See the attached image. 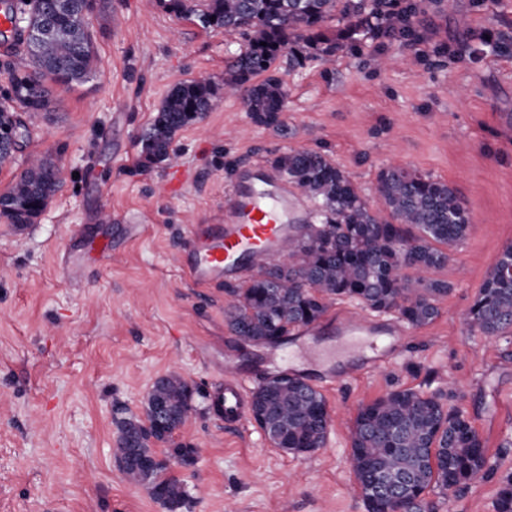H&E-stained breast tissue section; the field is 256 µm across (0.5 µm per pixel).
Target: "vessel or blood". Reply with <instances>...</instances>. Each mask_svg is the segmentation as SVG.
<instances>
[{
    "instance_id": "vessel-or-blood-1",
    "label": "vessel or blood",
    "mask_w": 512,
    "mask_h": 512,
    "mask_svg": "<svg viewBox=\"0 0 512 512\" xmlns=\"http://www.w3.org/2000/svg\"><path fill=\"white\" fill-rule=\"evenodd\" d=\"M306 212L300 195L262 168L242 171L233 183L224 218L218 224H195L175 257L177 267L193 282L205 286L230 276L249 275L288 253V245L304 231ZM341 334L356 338L370 351L364 368L380 371L396 356L392 343L399 327L376 326L373 319L349 315L339 324ZM387 336L378 344V336ZM224 382L214 402L225 403L235 419L246 416L249 391L232 360L223 365Z\"/></svg>"
}]
</instances>
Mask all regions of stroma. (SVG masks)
I'll use <instances>...</instances> for the list:
<instances>
[{
    "label": "stroma",
    "mask_w": 512,
    "mask_h": 512,
    "mask_svg": "<svg viewBox=\"0 0 512 512\" xmlns=\"http://www.w3.org/2000/svg\"><path fill=\"white\" fill-rule=\"evenodd\" d=\"M97 4L95 76L53 87L50 111L0 166V192L30 157L64 169L34 224L20 231L0 218V512H53L60 499L66 512H164L120 470L113 417L141 412L153 382L173 370L199 390L175 434L198 453L170 465L187 492L181 512H366L349 462L352 422L396 389L442 395L485 444L488 473L451 498L428 491L432 512H494L512 475V341L468 331L463 319L512 246V0H393L410 18L408 37L373 30L330 53L302 48L297 63L278 55L270 73L288 89L282 127L256 124L227 96L176 134L178 164L149 168L140 137L169 88L201 73L223 81L247 43L168 0ZM291 148L327 155L372 207L379 170L397 164L448 183L471 216L429 274L449 286L438 318L403 325L382 370L325 391L330 427L307 456L273 448L251 419L213 412L218 365L231 357L257 383L357 358L362 345L334 331L350 301L330 306L317 335L244 346L224 320L223 284L197 286L174 265L189 227L223 211L237 172ZM99 240L111 256L91 251ZM82 257L84 278L71 282L66 268Z\"/></svg>",
    "instance_id": "obj_1"
}]
</instances>
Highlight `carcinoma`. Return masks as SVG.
Returning <instances> with one entry per match:
<instances>
[{
  "instance_id": "1",
  "label": "carcinoma",
  "mask_w": 512,
  "mask_h": 512,
  "mask_svg": "<svg viewBox=\"0 0 512 512\" xmlns=\"http://www.w3.org/2000/svg\"><path fill=\"white\" fill-rule=\"evenodd\" d=\"M95 0H31L24 26L17 28L25 51L7 63L12 93L0 102V165L13 160L15 127L21 110L31 116L49 110L50 85L89 81L97 68L92 37L81 14ZM180 15L227 35L248 38L242 53L217 82L207 75L173 85L141 136L144 167L169 164L177 132L200 121L224 95L247 86L244 104L252 120L281 125L287 89L277 77L247 85L268 71L278 53L298 59L301 46L329 52L336 43L328 23L341 15L336 39L348 41L369 21L361 3L342 0H170ZM274 170L318 205L316 234L295 244L286 261L251 276L245 285H224L225 318L241 340L275 345L291 329L312 326L333 300L356 301L376 314L395 313L410 326H424L438 316L437 298L448 284L424 283L423 274L448 260L445 249L462 240L470 218L450 185L401 166H387L377 176L381 208L373 209L348 173L326 155L290 149L272 161ZM61 183V169L49 156L34 159L15 184L0 193V218L19 230L34 223ZM411 269L408 275L404 270ZM466 324L485 336L512 334V247L504 250L479 289ZM196 389L179 373L158 378L140 414L116 412L119 439L115 456L125 476L145 488L166 512H179L187 494L168 474L171 462L193 463L196 449L174 434L193 411ZM165 404L175 417L163 428L153 407ZM251 414L269 443L287 454L306 455L322 447L330 416L315 387L288 374H275L255 388ZM166 446L159 457L156 444ZM350 464L366 512H426L425 493L438 489L455 495L487 471L483 441L471 422L448 408L440 395L399 389L363 405L352 428ZM397 484L393 497L376 493L373 478ZM495 512H512V477L500 483Z\"/></svg>"
}]
</instances>
